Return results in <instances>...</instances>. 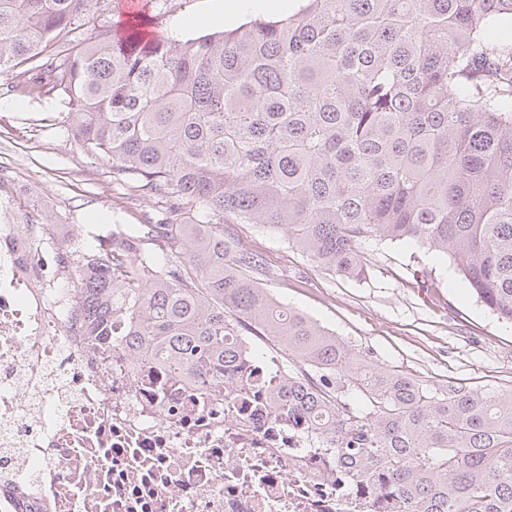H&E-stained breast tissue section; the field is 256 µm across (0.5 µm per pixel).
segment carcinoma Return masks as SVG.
<instances>
[{"mask_svg": "<svg viewBox=\"0 0 512 512\" xmlns=\"http://www.w3.org/2000/svg\"><path fill=\"white\" fill-rule=\"evenodd\" d=\"M94 0H0V74L66 100L71 137L112 164L138 224L61 252L89 336L204 387L248 386V337L288 355L264 390L329 438L403 512H512V392L429 390L375 368L263 288L270 265L226 232H283L360 279L366 239L446 255L512 324V0H301L279 19L173 42L140 24L69 37ZM358 395L363 409L349 397Z\"/></svg>", "mask_w": 512, "mask_h": 512, "instance_id": "carcinoma-1", "label": "carcinoma"}]
</instances>
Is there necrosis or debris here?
<instances>
[{
  "instance_id": "4bbe7bcc",
  "label": "necrosis or debris",
  "mask_w": 512,
  "mask_h": 512,
  "mask_svg": "<svg viewBox=\"0 0 512 512\" xmlns=\"http://www.w3.org/2000/svg\"><path fill=\"white\" fill-rule=\"evenodd\" d=\"M34 209L0 197V512H393L305 418L87 336Z\"/></svg>"
}]
</instances>
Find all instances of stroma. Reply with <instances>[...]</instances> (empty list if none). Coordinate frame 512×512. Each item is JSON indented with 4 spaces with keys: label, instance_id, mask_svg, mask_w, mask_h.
Listing matches in <instances>:
<instances>
[{
    "label": "stroma",
    "instance_id": "1",
    "mask_svg": "<svg viewBox=\"0 0 512 512\" xmlns=\"http://www.w3.org/2000/svg\"><path fill=\"white\" fill-rule=\"evenodd\" d=\"M297 0H265L254 16L275 18ZM233 0H147L146 34L172 40L229 30L249 20ZM62 98L36 84L18 88L0 74V174L22 176L19 194L39 197L43 219L78 224L79 250H95L96 224L139 223L150 204L127 201L112 188V169L54 126L66 112ZM274 273L267 287L378 368L403 371L431 388L462 382L478 390L512 391V324L478 302L447 256L409 243L365 241L368 274L354 279L317 268L283 234L232 224ZM430 272L432 288L415 287L413 273Z\"/></svg>",
    "mask_w": 512,
    "mask_h": 512
}]
</instances>
